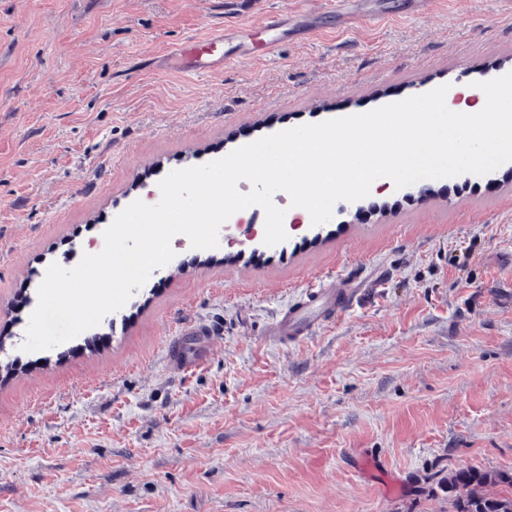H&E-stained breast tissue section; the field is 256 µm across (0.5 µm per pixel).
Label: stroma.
<instances>
[{"label": "stroma", "instance_id": "stroma-1", "mask_svg": "<svg viewBox=\"0 0 512 512\" xmlns=\"http://www.w3.org/2000/svg\"><path fill=\"white\" fill-rule=\"evenodd\" d=\"M269 12L278 55L167 66ZM504 69L512 0H0V512H448L449 471L512 473V162L337 202L274 246L249 207L98 326L21 349L48 266L100 252L169 172ZM343 274L346 312L270 340ZM185 343L204 364L172 366ZM352 288H308L293 297L281 311L279 318L270 330L271 337L279 342L298 344L311 333L315 323L304 316V312L314 307H323L331 319L349 306ZM335 310V311H334Z\"/></svg>", "mask_w": 512, "mask_h": 512}]
</instances>
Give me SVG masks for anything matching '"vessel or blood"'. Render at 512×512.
Wrapping results in <instances>:
<instances>
[{"label":"vessel or blood","mask_w":512,"mask_h":512,"mask_svg":"<svg viewBox=\"0 0 512 512\" xmlns=\"http://www.w3.org/2000/svg\"><path fill=\"white\" fill-rule=\"evenodd\" d=\"M284 19L282 15L266 16L259 28L247 29V40L257 41L259 54L272 56L277 54L282 43V28ZM220 37L210 35L189 43H182L174 47L168 55L171 65L178 66L184 61H192L195 68L208 71L215 67H229L234 65L239 55L235 47H227L223 52H216L215 47L220 44ZM353 291L349 288L320 289L309 288L293 297L270 330L271 337L279 342L297 344L302 342L311 333L314 323L305 316L308 309L323 308L326 315L344 310L349 306Z\"/></svg>","instance_id":"1"}]
</instances>
